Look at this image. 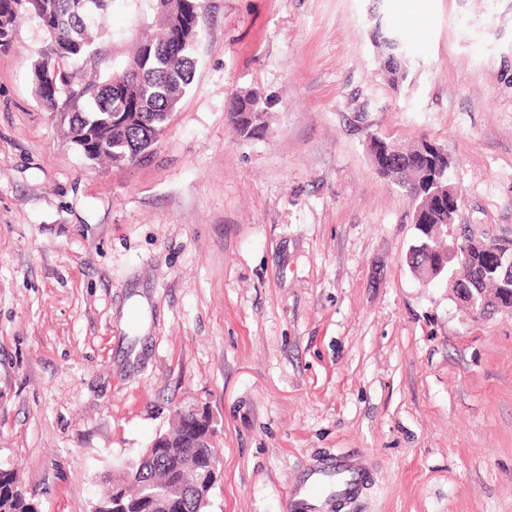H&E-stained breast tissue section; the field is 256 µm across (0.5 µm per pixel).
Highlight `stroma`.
<instances>
[{"label":"stroma","mask_w":512,"mask_h":512,"mask_svg":"<svg viewBox=\"0 0 512 512\" xmlns=\"http://www.w3.org/2000/svg\"><path fill=\"white\" fill-rule=\"evenodd\" d=\"M405 22L392 86L372 5ZM154 20L115 0L76 86ZM193 88L136 165L85 159L38 101L48 39L0 53V468L38 512H92L178 408H207V512H283L308 468L367 455L336 512H512V316L474 320L406 254L415 204L373 135L453 159L458 224L512 230V0H206ZM275 92L236 138V92Z\"/></svg>","instance_id":"1"}]
</instances>
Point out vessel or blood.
Masks as SVG:
<instances>
[{
  "label": "vessel or blood",
  "instance_id": "vessel-or-blood-1",
  "mask_svg": "<svg viewBox=\"0 0 512 512\" xmlns=\"http://www.w3.org/2000/svg\"><path fill=\"white\" fill-rule=\"evenodd\" d=\"M356 460L339 457L311 471L289 496L286 512H328L332 499L355 497L365 478Z\"/></svg>",
  "mask_w": 512,
  "mask_h": 512
}]
</instances>
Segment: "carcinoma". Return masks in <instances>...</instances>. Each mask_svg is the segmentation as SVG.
Listing matches in <instances>:
<instances>
[{"instance_id":"1","label":"carcinoma","mask_w":512,"mask_h":512,"mask_svg":"<svg viewBox=\"0 0 512 512\" xmlns=\"http://www.w3.org/2000/svg\"><path fill=\"white\" fill-rule=\"evenodd\" d=\"M112 0H0V52L13 46L18 24L35 16L50 43L34 64L35 93L42 105L55 112L62 90L72 86L76 73L70 63L93 53L102 33L101 17ZM164 20L156 33L141 38L122 69L96 77L76 94L88 97L85 109L76 108L69 132L81 154L90 161L107 160L118 154L142 157L165 132L190 88L195 70L194 46L199 38V19L204 0H165ZM372 42L383 60L388 80L399 86L406 78L407 52L396 30L376 18ZM277 104L275 97L242 90L233 97L227 121L243 140L258 139L266 132L264 117ZM390 155L378 173L402 188L416 202L413 224L416 243L406 255L409 268L426 278H444L453 293L478 288L487 312L512 297V276L486 268L484 260L499 250L488 232L468 231L472 255L471 279L457 282L454 271L460 257L438 247V229L448 223L458 206L456 189L443 176L435 193L434 176L418 157L422 143L404 149L386 139ZM170 447L153 448L150 456L131 468L132 480L122 496L128 512H205V495L211 467V449L201 447L194 418L176 421L168 432ZM170 487L176 493L165 501L142 494L145 485ZM0 512H35L34 502L20 487L17 472L0 468Z\"/></svg>"}]
</instances>
